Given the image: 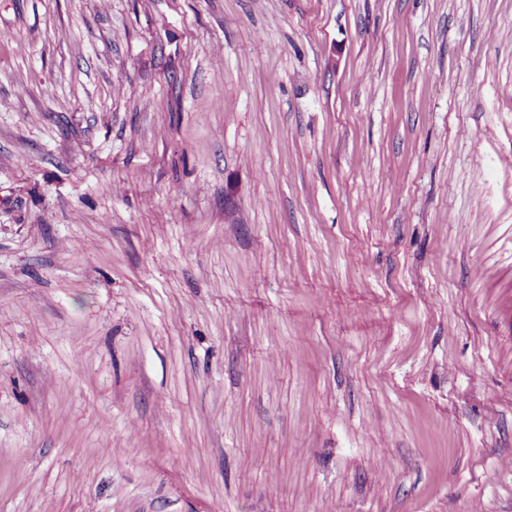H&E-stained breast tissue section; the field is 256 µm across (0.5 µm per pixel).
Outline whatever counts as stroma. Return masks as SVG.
I'll return each mask as SVG.
<instances>
[{
  "mask_svg": "<svg viewBox=\"0 0 512 512\" xmlns=\"http://www.w3.org/2000/svg\"><path fill=\"white\" fill-rule=\"evenodd\" d=\"M512 0H0V512H512Z\"/></svg>",
  "mask_w": 512,
  "mask_h": 512,
  "instance_id": "obj_1",
  "label": "stroma"
}]
</instances>
